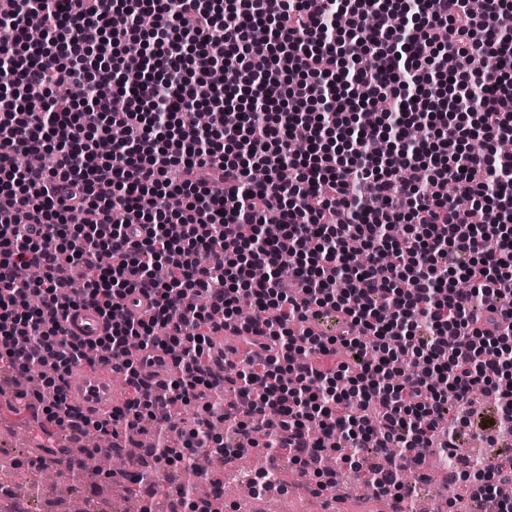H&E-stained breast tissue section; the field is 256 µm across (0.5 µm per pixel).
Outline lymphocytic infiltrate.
I'll list each match as a JSON object with an SVG mask.
<instances>
[{"label": "lymphocytic infiltrate", "mask_w": 512, "mask_h": 512, "mask_svg": "<svg viewBox=\"0 0 512 512\" xmlns=\"http://www.w3.org/2000/svg\"><path fill=\"white\" fill-rule=\"evenodd\" d=\"M146 12L156 23L133 58ZM32 19L43 41L26 40ZM485 50L494 72L471 67ZM0 88L47 96L37 110L0 97V363L39 369L18 396L48 421L107 433L194 403L205 425L228 384L223 418L244 414L233 451L262 428L268 452L320 477L323 455L371 448L385 463L368 486L394 498L432 438L456 446L453 408L495 392L486 441L512 436V326L498 322L512 318V154L496 148L512 139V0L477 13L468 0H0ZM76 274L82 294L61 293ZM81 306L102 336L68 333ZM227 325L256 351L210 364ZM160 332L181 350L163 400L129 356ZM93 354L130 391L105 418L65 394ZM202 450L230 451L192 432L151 455L185 470ZM457 479L476 512H512L497 460Z\"/></svg>", "instance_id": "1"}]
</instances>
